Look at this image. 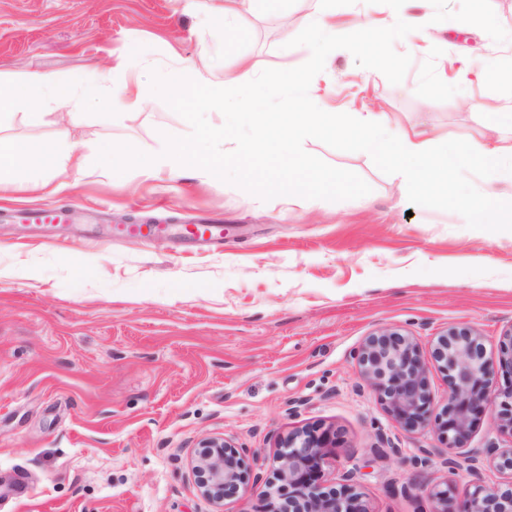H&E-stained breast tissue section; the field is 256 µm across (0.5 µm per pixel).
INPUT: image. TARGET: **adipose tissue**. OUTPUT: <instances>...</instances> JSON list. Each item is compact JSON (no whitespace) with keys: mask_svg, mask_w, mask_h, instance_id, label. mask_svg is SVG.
Here are the masks:
<instances>
[{"mask_svg":"<svg viewBox=\"0 0 512 512\" xmlns=\"http://www.w3.org/2000/svg\"><path fill=\"white\" fill-rule=\"evenodd\" d=\"M106 80L107 76L102 72L92 81L81 73L67 82H58L37 72L0 78V111L53 103L78 108ZM159 81L175 105H183L190 98L220 105L224 102L227 83L241 88L250 85L251 68L244 63L237 72L227 75L186 61L177 74L160 73ZM233 113L236 123L247 125L254 133L250 142L241 144L233 160L235 175L240 182H260L268 196L291 203L330 195L349 187L345 175L318 169L294 147L295 127L299 122H307L323 134L340 131L336 113L297 92L286 112H265L246 106L234 108ZM485 122L500 134L496 145L464 141L451 146L441 137L416 129L400 128L382 135L378 129L385 120L383 114L377 112L360 117L355 132L368 149L381 161L395 167L416 192L424 196L440 194L449 199L456 198L457 193L448 181L449 175L463 164L483 170L487 175L482 193L484 203L477 213L496 223L510 224L512 193L498 191L494 176L505 161H512V110L486 113ZM31 159L37 160L47 171L46 183L56 191L67 186L69 173H80L85 169L83 155L74 151L61 153L56 144L22 143L0 138V192L14 185L16 167ZM123 162L148 177L163 171L176 178L190 169L208 180L224 176L223 155L200 153L194 142L186 140L166 143L162 151L150 155L144 154L138 146H130Z\"/></svg>","mask_w":512,"mask_h":512,"instance_id":"obj_1","label":"adipose tissue"}]
</instances>
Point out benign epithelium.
<instances>
[{
    "instance_id": "1",
    "label": "benign epithelium",
    "mask_w": 512,
    "mask_h": 512,
    "mask_svg": "<svg viewBox=\"0 0 512 512\" xmlns=\"http://www.w3.org/2000/svg\"><path fill=\"white\" fill-rule=\"evenodd\" d=\"M433 357L444 375L447 403L433 410L429 370L415 337L382 328L359 345L356 360L360 375L374 389L391 420L402 428L435 427L446 448H461L468 441L477 418L492 399L501 397L499 432L512 437V384L493 389L500 372L512 376V326L504 330L496 359L486 357L478 331L453 325L436 338ZM336 433L302 428L288 433L278 444V466L262 490L265 512H370L348 470L332 488L320 482L328 464ZM497 471L512 473V445H489L464 457L467 469L479 475L483 461ZM195 475L202 493L221 504L240 489L248 488L251 470L246 450L226 438H211L201 445ZM428 498L430 512H512V483H479L463 498L451 486L434 487Z\"/></svg>"
}]
</instances>
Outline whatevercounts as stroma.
Segmentation results:
<instances>
[{
  "label": "stroma",
  "mask_w": 512,
  "mask_h": 512,
  "mask_svg": "<svg viewBox=\"0 0 512 512\" xmlns=\"http://www.w3.org/2000/svg\"><path fill=\"white\" fill-rule=\"evenodd\" d=\"M318 0H283L246 13L235 31L204 27L186 0H0V73L40 72L66 81L95 66L110 85L138 83L145 104L120 110L93 96L78 116L0 113V137L67 143L85 175L50 194L34 164L0 195L9 207L104 213L44 237L0 223V512H214L193 468L203 440L226 437L255 454L271 477L279 437L302 427L335 431L341 444L325 486L355 469L371 512H418L449 483L471 489L466 468L449 469L434 428L395 426L355 358L382 328L415 336L428 361L435 410L447 386L432 349L448 326L467 325L496 357L512 326V223L477 219L486 180L464 167L452 177L462 199L417 195L393 167L353 138L301 129L298 149L316 165L347 172L364 197L340 192L285 205L232 172L144 178L110 168L129 143L158 148V132L196 134L201 152L232 158L240 128L222 139L229 115L175 107L159 72L192 56L234 71L254 70L249 90L225 89L231 104L288 109L290 91L272 75L307 74L303 92L350 116L387 113L392 125L495 144L484 115L512 105V0H331L338 36L311 61V34L298 21ZM424 28L374 47L403 9ZM491 63L508 76L486 75ZM224 223V247L194 254L177 232L150 241H106L126 218ZM435 449L416 472L410 458Z\"/></svg>",
  "instance_id": "35a3bbf8"
}]
</instances>
